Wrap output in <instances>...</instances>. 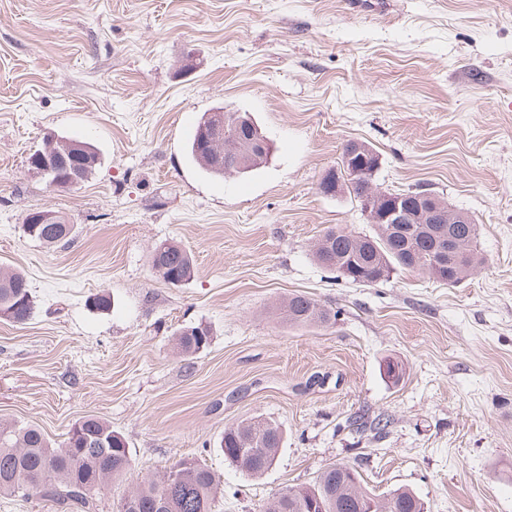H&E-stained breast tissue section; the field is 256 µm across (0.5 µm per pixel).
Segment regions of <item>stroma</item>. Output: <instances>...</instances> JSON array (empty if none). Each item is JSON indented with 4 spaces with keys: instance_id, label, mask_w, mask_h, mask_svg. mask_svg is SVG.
Returning <instances> with one entry per match:
<instances>
[{
    "instance_id": "35a3bbf8",
    "label": "stroma",
    "mask_w": 512,
    "mask_h": 512,
    "mask_svg": "<svg viewBox=\"0 0 512 512\" xmlns=\"http://www.w3.org/2000/svg\"><path fill=\"white\" fill-rule=\"evenodd\" d=\"M216 107L255 119L267 163L218 178L190 161ZM50 134L96 149L81 185L29 168ZM351 141L383 189H428L479 224L461 283L398 269L362 286L314 261L327 228L372 230L348 192L319 188ZM37 210L72 237L26 236ZM165 240L193 259L185 284L152 267ZM4 268L35 309L0 319V421L57 443L89 415L121 433L131 467L97 512L186 457L221 479L212 512H263L331 464L425 512H512V0H0ZM295 294L335 326L283 322ZM191 326L211 342L187 356L173 337ZM358 414L390 424L360 435ZM254 417L284 432L259 477L219 448Z\"/></svg>"
}]
</instances>
